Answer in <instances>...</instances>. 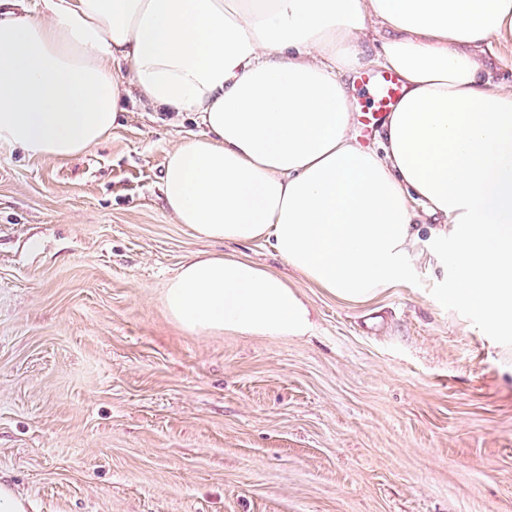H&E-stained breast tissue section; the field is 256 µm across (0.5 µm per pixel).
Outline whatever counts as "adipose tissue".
Wrapping results in <instances>:
<instances>
[{"label":"adipose tissue","instance_id":"ef3b65f1","mask_svg":"<svg viewBox=\"0 0 512 512\" xmlns=\"http://www.w3.org/2000/svg\"><path fill=\"white\" fill-rule=\"evenodd\" d=\"M390 31L369 52L372 31ZM512 0H0V145L64 161L146 102L201 134L167 155L165 207L216 241H260L337 298L365 303L423 252L453 302L512 332ZM379 67L402 95L378 146L343 76ZM188 331L304 337L287 279L197 255L162 293Z\"/></svg>","mask_w":512,"mask_h":512}]
</instances>
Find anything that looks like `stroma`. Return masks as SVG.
I'll list each match as a JSON object with an SVG mask.
<instances>
[{
    "label": "stroma",
    "mask_w": 512,
    "mask_h": 512,
    "mask_svg": "<svg viewBox=\"0 0 512 512\" xmlns=\"http://www.w3.org/2000/svg\"><path fill=\"white\" fill-rule=\"evenodd\" d=\"M143 107L63 162L0 146V477L29 512H512V363L415 266L364 304L261 243L175 223ZM288 277L304 338L188 333L162 290L202 254Z\"/></svg>",
    "instance_id": "1"
}]
</instances>
